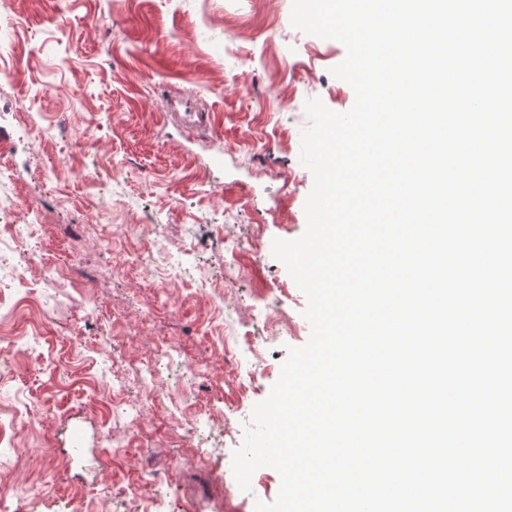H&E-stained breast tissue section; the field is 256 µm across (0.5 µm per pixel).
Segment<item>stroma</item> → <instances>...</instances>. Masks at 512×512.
I'll use <instances>...</instances> for the list:
<instances>
[{
    "label": "stroma",
    "mask_w": 512,
    "mask_h": 512,
    "mask_svg": "<svg viewBox=\"0 0 512 512\" xmlns=\"http://www.w3.org/2000/svg\"><path fill=\"white\" fill-rule=\"evenodd\" d=\"M292 0H0V140L12 151L13 221L36 224L46 258L81 253L76 277L109 310L85 325L70 284L43 287L26 274L28 298L0 288V314L12 335L0 346V497H20L25 512H149L129 485L169 471L166 512H255L273 502L281 477L255 471L250 491L232 457L252 425V404L278 380L288 347L311 333L307 305L274 240L306 228L312 188L300 162L308 99L335 112L355 92L331 75L342 43L295 29ZM209 112L207 129L164 117ZM38 120L21 132L13 113ZM94 147L78 148L87 131ZM96 175L88 184L87 172ZM117 235L113 253L97 250L83 227ZM166 229L154 245L127 226ZM154 256L133 271L126 252ZM248 333L264 351L231 365L224 350ZM162 358L145 400L142 430L118 418L106 385ZM251 375L248 401L240 377ZM41 425L19 430L17 400ZM199 425V437L185 433ZM213 446L206 464L194 453Z\"/></svg>",
    "instance_id": "35a3bbf8"
}]
</instances>
